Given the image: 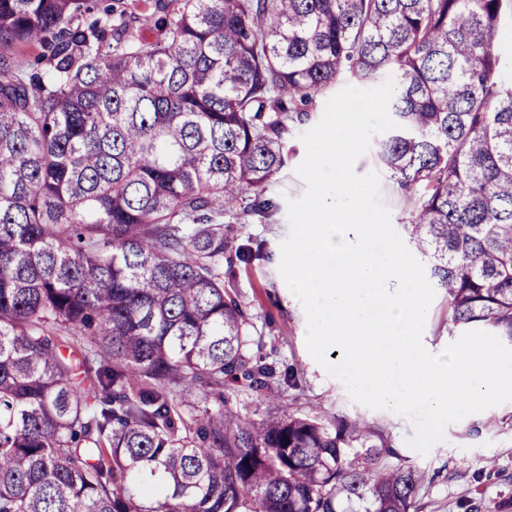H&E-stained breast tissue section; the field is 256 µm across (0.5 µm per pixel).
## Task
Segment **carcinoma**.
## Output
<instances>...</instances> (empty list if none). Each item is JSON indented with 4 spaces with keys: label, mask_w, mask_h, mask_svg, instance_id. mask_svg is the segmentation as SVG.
Listing matches in <instances>:
<instances>
[{
    "label": "carcinoma",
    "mask_w": 512,
    "mask_h": 512,
    "mask_svg": "<svg viewBox=\"0 0 512 512\" xmlns=\"http://www.w3.org/2000/svg\"><path fill=\"white\" fill-rule=\"evenodd\" d=\"M508 19L512 0H0V512H411L423 474L381 429L283 402L292 375L224 285L253 258L232 220L271 207L292 114L391 78L401 128L375 147L448 333L512 343ZM236 386L278 413L243 414ZM498 48L502 58L501 76L512 82V24L505 22L499 33Z\"/></svg>",
    "instance_id": "1"
}]
</instances>
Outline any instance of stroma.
<instances>
[{"instance_id": "stroma-1", "label": "stroma", "mask_w": 512, "mask_h": 512, "mask_svg": "<svg viewBox=\"0 0 512 512\" xmlns=\"http://www.w3.org/2000/svg\"><path fill=\"white\" fill-rule=\"evenodd\" d=\"M325 105V99H318L310 122H289L287 165L266 193L271 207L238 227L240 241L251 247L254 257L249 264L236 267L229 286L247 308L250 334L262 341L266 362L280 371L295 373L296 387L284 390L288 403L305 412L321 407L340 417L363 418L388 436L390 462L422 472L424 479L415 497L418 512H512V401L451 424L443 453L423 455L406 443L414 434L407 418L352 400L344 385L330 378L306 349L303 307L279 272L280 243L288 234L286 200L301 196L305 189L296 173L305 156L300 136L311 123L320 121ZM382 170L376 150H368L357 160V174H381L383 200L398 229L408 223L413 201L397 183L383 177ZM422 341L434 354L454 341L448 333V298L444 292L435 294Z\"/></svg>"}]
</instances>
